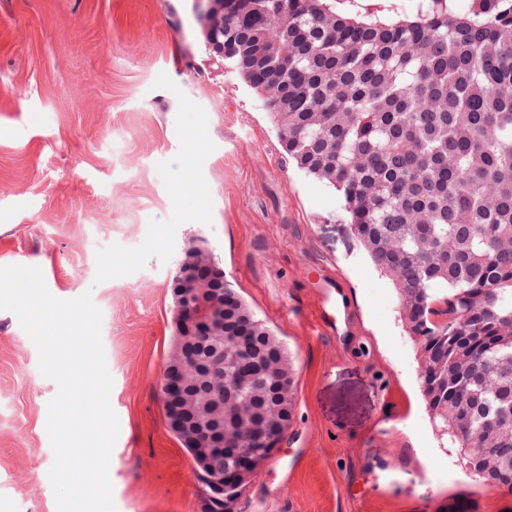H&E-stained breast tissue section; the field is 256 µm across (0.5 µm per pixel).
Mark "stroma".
<instances>
[{
    "label": "stroma",
    "mask_w": 512,
    "mask_h": 512,
    "mask_svg": "<svg viewBox=\"0 0 512 512\" xmlns=\"http://www.w3.org/2000/svg\"><path fill=\"white\" fill-rule=\"evenodd\" d=\"M199 239L294 365L292 423L226 512H512L432 423L391 282L206 49L195 0H0V267L40 268L52 296L102 312L116 512H209L161 401L169 284ZM57 392L0 310V512H57Z\"/></svg>",
    "instance_id": "1"
}]
</instances>
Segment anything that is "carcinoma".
Returning <instances> with one entry per match:
<instances>
[{
  "instance_id": "cac0c4a2",
  "label": "carcinoma",
  "mask_w": 512,
  "mask_h": 512,
  "mask_svg": "<svg viewBox=\"0 0 512 512\" xmlns=\"http://www.w3.org/2000/svg\"><path fill=\"white\" fill-rule=\"evenodd\" d=\"M224 61L257 92L288 159L335 188L392 283L423 397L486 485L512 492V0H225ZM223 358L224 408L211 389ZM286 346L224 281V332L174 329L168 426L216 420L203 482L263 459L293 411Z\"/></svg>"
}]
</instances>
